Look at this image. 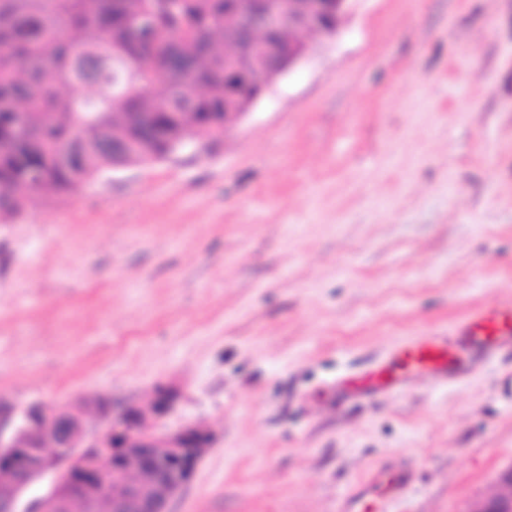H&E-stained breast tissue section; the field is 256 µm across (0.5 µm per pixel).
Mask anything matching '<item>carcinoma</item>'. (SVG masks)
Returning a JSON list of instances; mask_svg holds the SVG:
<instances>
[{"label": "carcinoma", "instance_id": "cac0c4a2", "mask_svg": "<svg viewBox=\"0 0 512 512\" xmlns=\"http://www.w3.org/2000/svg\"><path fill=\"white\" fill-rule=\"evenodd\" d=\"M225 0H0V213L73 195L112 172L105 141L132 138L128 164L162 161L164 142L142 118H162L178 141L224 128L237 37Z\"/></svg>", "mask_w": 512, "mask_h": 512}]
</instances>
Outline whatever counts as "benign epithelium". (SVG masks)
Instances as JSON below:
<instances>
[{"label": "benign epithelium", "instance_id": "7a95c632", "mask_svg": "<svg viewBox=\"0 0 512 512\" xmlns=\"http://www.w3.org/2000/svg\"><path fill=\"white\" fill-rule=\"evenodd\" d=\"M351 0H230L232 11L244 22L249 40L235 49L236 63L224 72L233 83L257 84L260 92L249 105L261 99L284 74L301 64L309 46L303 32L333 36ZM288 28V58L277 69L255 63L265 56L270 40ZM207 142L167 141L165 159L189 149L198 157L206 154ZM154 410L145 412L134 402L116 409L105 407L99 414L105 426L91 428L84 408L73 404L57 413L33 402L19 407L0 396V460L5 462L19 448L20 413L42 415L41 439L35 460L23 468H12L0 482V512H168L169 502L191 480L198 464V449L210 444L209 433L186 425L163 427L174 410L177 393L160 387ZM70 451L63 463L58 453ZM46 482L43 493L32 501L26 495L33 484ZM497 491L467 503L465 512H512V464L495 477Z\"/></svg>", "mask_w": 512, "mask_h": 512}]
</instances>
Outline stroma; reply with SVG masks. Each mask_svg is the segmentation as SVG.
Listing matches in <instances>:
<instances>
[{
  "mask_svg": "<svg viewBox=\"0 0 512 512\" xmlns=\"http://www.w3.org/2000/svg\"><path fill=\"white\" fill-rule=\"evenodd\" d=\"M207 153L0 216V395L149 407L207 430L170 512H464L512 463V349L458 328L512 305V0H352ZM460 374L343 395L408 336ZM381 478L386 479L389 495L399 496L404 494L409 488L412 473L405 468H390L387 471L372 473L363 484L365 493H368Z\"/></svg>",
  "mask_w": 512,
  "mask_h": 512,
  "instance_id": "35a3bbf8",
  "label": "stroma"
}]
</instances>
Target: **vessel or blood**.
Listing matches in <instances>:
<instances>
[{
	"label": "vessel or blood",
	"mask_w": 512,
	"mask_h": 512,
	"mask_svg": "<svg viewBox=\"0 0 512 512\" xmlns=\"http://www.w3.org/2000/svg\"><path fill=\"white\" fill-rule=\"evenodd\" d=\"M512 312L508 309L489 305L471 313L461 332L462 337L478 343L486 353L510 347L512 335L503 334L502 329ZM388 363L409 364L416 362L426 365L431 380L436 384L447 383L455 377L457 367L448 354V339L444 336H411L399 340L387 357ZM386 481L389 495L404 494L410 486L412 474L405 468H391L381 474H371L365 482V489H372L379 481Z\"/></svg>",
	"instance_id": "b4317fda"
}]
</instances>
